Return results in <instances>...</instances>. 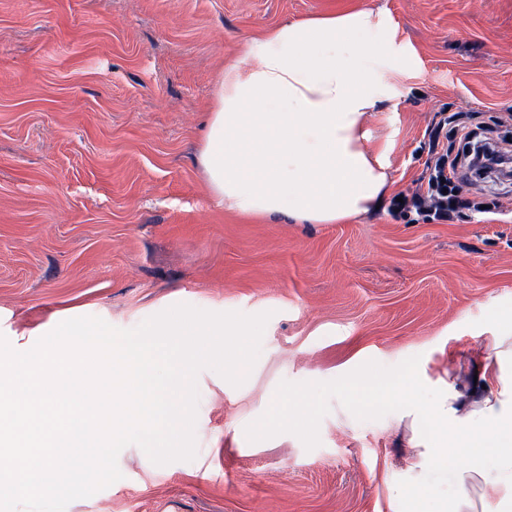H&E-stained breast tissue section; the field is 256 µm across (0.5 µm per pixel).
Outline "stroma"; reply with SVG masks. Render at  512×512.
Here are the masks:
<instances>
[{
  "instance_id": "1",
  "label": "stroma",
  "mask_w": 512,
  "mask_h": 512,
  "mask_svg": "<svg viewBox=\"0 0 512 512\" xmlns=\"http://www.w3.org/2000/svg\"><path fill=\"white\" fill-rule=\"evenodd\" d=\"M359 10L389 17L402 63L367 124L384 204L345 224L224 210L197 163L223 67ZM466 131L512 149V0H0V335L25 352L77 317L272 314L242 386L199 373L194 460L127 446L66 512H394L413 450L393 387L433 399L512 309V179L460 184L440 218L426 195Z\"/></svg>"
}]
</instances>
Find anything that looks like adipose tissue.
<instances>
[{
  "label": "adipose tissue",
  "instance_id": "adipose-tissue-1",
  "mask_svg": "<svg viewBox=\"0 0 512 512\" xmlns=\"http://www.w3.org/2000/svg\"><path fill=\"white\" fill-rule=\"evenodd\" d=\"M400 70L383 19L369 11L288 22L249 41L214 89L198 162L212 197L251 216L343 224L375 210L391 185L366 147L369 112ZM406 471L444 464L456 449L453 496L415 493L401 512H512V311L463 373L438 382L429 405L408 402Z\"/></svg>",
  "mask_w": 512,
  "mask_h": 512
}]
</instances>
